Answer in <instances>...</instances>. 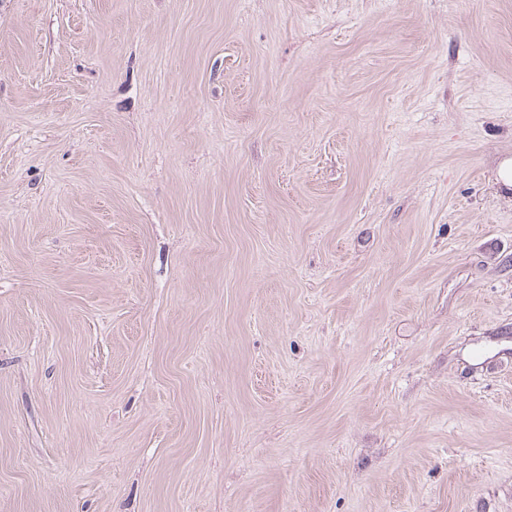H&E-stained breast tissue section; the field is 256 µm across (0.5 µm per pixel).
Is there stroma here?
Returning <instances> with one entry per match:
<instances>
[{
  "mask_svg": "<svg viewBox=\"0 0 512 512\" xmlns=\"http://www.w3.org/2000/svg\"><path fill=\"white\" fill-rule=\"evenodd\" d=\"M512 0H0V512H512Z\"/></svg>",
  "mask_w": 512,
  "mask_h": 512,
  "instance_id": "obj_1",
  "label": "stroma"
}]
</instances>
